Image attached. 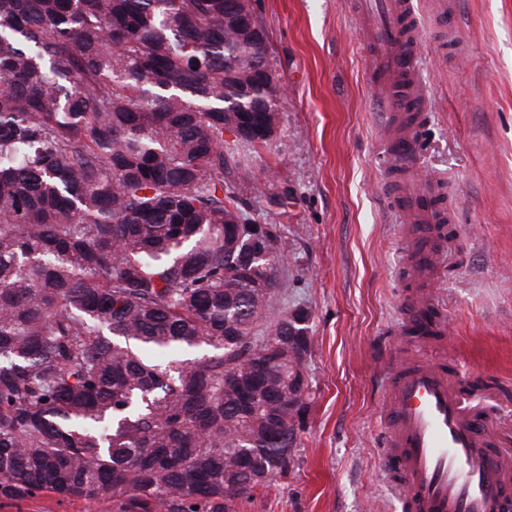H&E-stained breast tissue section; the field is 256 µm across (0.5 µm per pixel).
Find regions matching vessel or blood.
Returning <instances> with one entry per match:
<instances>
[{
	"label": "vessel or blood",
	"mask_w": 512,
	"mask_h": 512,
	"mask_svg": "<svg viewBox=\"0 0 512 512\" xmlns=\"http://www.w3.org/2000/svg\"><path fill=\"white\" fill-rule=\"evenodd\" d=\"M365 42L374 59L373 87L391 117L419 111L415 87L417 30L413 0H358ZM386 150L406 175L394 208L409 221L406 236L417 257L412 275L438 276L433 227L442 216L435 183L417 184L421 140L414 130L394 134ZM419 336L443 331L446 321L433 303L403 317ZM382 456L402 512H512V469L492 447L489 416L471 402L464 386L449 382L436 363L395 364L385 381Z\"/></svg>",
	"instance_id": "b4317fda"
}]
</instances>
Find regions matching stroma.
Returning <instances> with one entry per match:
<instances>
[{"label":"stroma","instance_id":"35a3bbf8","mask_svg":"<svg viewBox=\"0 0 512 512\" xmlns=\"http://www.w3.org/2000/svg\"><path fill=\"white\" fill-rule=\"evenodd\" d=\"M284 89L282 121L243 151L246 214L282 232L278 286L258 324L308 309L309 412L287 478L240 512H401L380 454L381 376L423 355L460 363L512 459V0H417L421 173L457 211L434 294L448 329L414 343L400 331L405 230L386 182L391 137L369 82L371 61L353 0H259ZM268 192H260V185ZM288 193L287 208L272 195ZM0 512H112L108 501L46 493Z\"/></svg>","mask_w":512,"mask_h":512}]
</instances>
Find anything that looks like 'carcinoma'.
<instances>
[{"label": "carcinoma", "instance_id": "carcinoma-1", "mask_svg": "<svg viewBox=\"0 0 512 512\" xmlns=\"http://www.w3.org/2000/svg\"><path fill=\"white\" fill-rule=\"evenodd\" d=\"M251 0H0V499L238 512L288 477L311 314L257 337L240 101L281 98Z\"/></svg>", "mask_w": 512, "mask_h": 512}]
</instances>
